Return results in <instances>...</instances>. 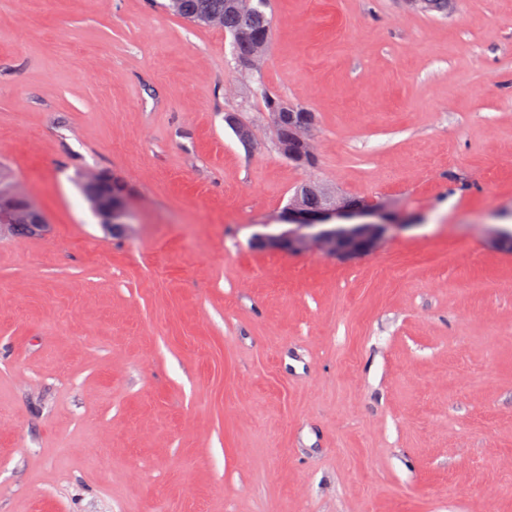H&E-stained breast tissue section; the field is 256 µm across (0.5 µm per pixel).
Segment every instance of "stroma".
Wrapping results in <instances>:
<instances>
[{
	"label": "stroma",
	"instance_id": "obj_1",
	"mask_svg": "<svg viewBox=\"0 0 512 512\" xmlns=\"http://www.w3.org/2000/svg\"><path fill=\"white\" fill-rule=\"evenodd\" d=\"M165 2L0 0V163L45 219L0 227V512H512V0H271L258 79ZM311 180L406 225L255 248ZM280 100L278 98L274 97H267L266 96V104L268 108V112L270 116V123L272 128L278 126L279 123V113L282 112V123H281V130L284 133H288V129L291 126L293 119L296 117V112H305L303 110H298L296 108H293L294 112H288L289 105H285L279 102ZM304 115L305 118H302L301 116L298 117V120L292 130V136L299 146V153L297 156L288 154V148H280L276 140L275 143L281 154L290 162L300 167L313 168L316 165L317 160V147L314 139L316 118L313 112L305 113ZM85 177L86 181L91 183H99L103 179L100 184H88L84 180L82 182V192L91 209L92 200L100 194L104 193L110 197L125 195L124 187L121 183L106 172H104V178L101 171H89L86 173ZM93 208L100 218L101 224L122 226L129 224V210L125 199H111L107 196H101L94 204Z\"/></svg>",
	"mask_w": 512,
	"mask_h": 512
}]
</instances>
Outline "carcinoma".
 <instances>
[{
  "label": "carcinoma",
  "instance_id": "cac0c4a2",
  "mask_svg": "<svg viewBox=\"0 0 512 512\" xmlns=\"http://www.w3.org/2000/svg\"><path fill=\"white\" fill-rule=\"evenodd\" d=\"M268 8V0H253L248 9L241 8L239 0H170V9L179 17L196 26L218 28L230 34L232 50L239 60L251 56L255 50L254 43L242 38V34L270 31ZM266 104L269 111L282 113L281 130L288 132L296 113L288 111V106L274 97L266 98ZM82 192L89 204L103 193L110 197L125 195L121 183L107 173L99 184L82 183Z\"/></svg>",
  "mask_w": 512,
  "mask_h": 512
}]
</instances>
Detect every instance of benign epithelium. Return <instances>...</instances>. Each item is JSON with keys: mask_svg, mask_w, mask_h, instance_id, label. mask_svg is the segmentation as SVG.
<instances>
[{"mask_svg": "<svg viewBox=\"0 0 512 512\" xmlns=\"http://www.w3.org/2000/svg\"><path fill=\"white\" fill-rule=\"evenodd\" d=\"M315 124L312 112L298 118L292 130L299 146L298 155L292 156L288 150H281V154L297 166L312 168L316 165ZM322 198L321 208L309 213L302 206L301 195L294 194L283 215L285 223L279 225L275 232L255 234L253 244L288 252L318 250L341 260H351L373 252L393 227L389 220L393 210L385 202L366 199L351 207L345 204L342 196L326 191L322 192ZM0 199L25 204V209L18 214L13 209L1 210V222L13 224L18 218L33 234L43 228L42 214L27 200L18 185L10 183L5 186L0 182ZM93 208L105 225L128 223V205L123 199L102 196L94 202Z\"/></svg>", "mask_w": 512, "mask_h": 512, "instance_id": "obj_1", "label": "benign epithelium"}]
</instances>
